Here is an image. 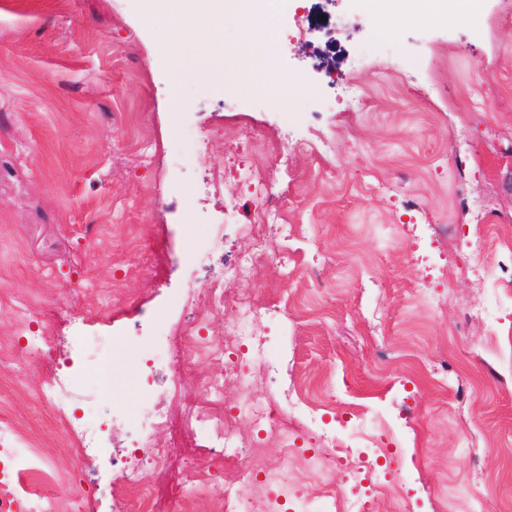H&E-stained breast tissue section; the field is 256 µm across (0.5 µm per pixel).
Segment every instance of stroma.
I'll return each mask as SVG.
<instances>
[{
    "mask_svg": "<svg viewBox=\"0 0 512 512\" xmlns=\"http://www.w3.org/2000/svg\"><path fill=\"white\" fill-rule=\"evenodd\" d=\"M274 23L286 35L274 69L305 88L290 103L238 85L229 63L220 81L184 78L130 0H0V345L22 334L7 306L17 291L59 335H71V314L94 297L111 315L104 334L148 338L140 352L110 351L104 403L120 452L130 423L151 417L140 370L154 372L175 423L211 402L214 356L200 355L174 386L169 353L184 321L179 300L223 279L228 304L206 335L235 319L233 300L289 307L252 327L238 353L250 388L225 378L227 408L248 394L280 406L283 368L303 388L329 385L320 427L379 449L382 473L402 485L399 498L376 496L371 512H469L476 485L483 512H499L512 499V283L460 271L507 254L512 0H484L465 25L416 21L393 35L362 0H279ZM391 54L410 60L407 73L381 70ZM141 130L161 156L148 167L134 144ZM320 133L334 137L341 160L331 175L325 158L293 148ZM198 138L214 163L234 154L269 174L289 223L304 227L291 243L295 270L265 263L248 278L225 276L250 248L242 226L252 202L230 172L223 193L212 191L191 160ZM276 145L292 148L287 168L274 165ZM217 232L224 249L212 253ZM478 237L480 252L470 246ZM476 301L497 308L496 328L467 318ZM51 370L44 361L0 371V415L50 440L51 494L74 496L69 476L84 469L86 512H116L120 467L79 458L37 402ZM279 416L296 438L287 447L249 417L235 420L236 434L259 445L252 496L280 512L303 499L321 507L319 448L300 415L280 406ZM153 439L171 448L155 478L156 512H181L182 460L214 467L208 437ZM285 465L294 472L286 491L269 480Z\"/></svg>",
    "mask_w": 512,
    "mask_h": 512,
    "instance_id": "35a3bbf8",
    "label": "stroma"
}]
</instances>
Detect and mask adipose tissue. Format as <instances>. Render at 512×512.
<instances>
[{
    "instance_id": "ef3b65f1",
    "label": "adipose tissue",
    "mask_w": 512,
    "mask_h": 512,
    "mask_svg": "<svg viewBox=\"0 0 512 512\" xmlns=\"http://www.w3.org/2000/svg\"><path fill=\"white\" fill-rule=\"evenodd\" d=\"M141 20L155 34L162 53L180 65L185 78L206 80L222 73L232 61L242 74L262 73L275 95L290 100L300 91L283 80L271 63L272 4L270 0H135ZM482 0H366L381 28L388 33L409 22L454 20L467 24ZM240 24L233 44L224 42V20ZM192 66H185V59Z\"/></svg>"
}]
</instances>
